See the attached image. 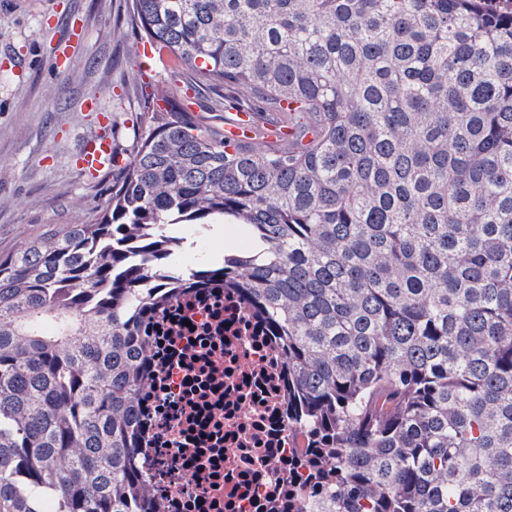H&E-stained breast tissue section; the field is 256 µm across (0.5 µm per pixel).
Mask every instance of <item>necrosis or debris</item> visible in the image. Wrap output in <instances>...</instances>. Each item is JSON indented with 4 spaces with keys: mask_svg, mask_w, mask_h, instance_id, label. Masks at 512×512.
I'll use <instances>...</instances> for the list:
<instances>
[{
    "mask_svg": "<svg viewBox=\"0 0 512 512\" xmlns=\"http://www.w3.org/2000/svg\"><path fill=\"white\" fill-rule=\"evenodd\" d=\"M140 456L160 512H295L287 367L239 289L214 282L165 303Z\"/></svg>",
    "mask_w": 512,
    "mask_h": 512,
    "instance_id": "1",
    "label": "necrosis or debris"
}]
</instances>
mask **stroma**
<instances>
[{"instance_id":"1","label":"stroma","mask_w":512,"mask_h":512,"mask_svg":"<svg viewBox=\"0 0 512 512\" xmlns=\"http://www.w3.org/2000/svg\"><path fill=\"white\" fill-rule=\"evenodd\" d=\"M130 0H0V255L49 227L98 212L111 173L74 165L83 142L106 132L128 156L133 124L161 92L188 98L220 127L232 104L220 85L194 87L177 64L136 55ZM191 266L224 257V235L185 230Z\"/></svg>"}]
</instances>
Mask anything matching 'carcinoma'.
<instances>
[{
	"instance_id": "cac0c4a2",
	"label": "carcinoma",
	"mask_w": 512,
	"mask_h": 512,
	"mask_svg": "<svg viewBox=\"0 0 512 512\" xmlns=\"http://www.w3.org/2000/svg\"><path fill=\"white\" fill-rule=\"evenodd\" d=\"M288 147L163 96L105 208L0 256V512H156L137 448L169 289L242 290L288 365L297 512H512V15L480 0H131ZM255 250L170 265L174 226Z\"/></svg>"
}]
</instances>
